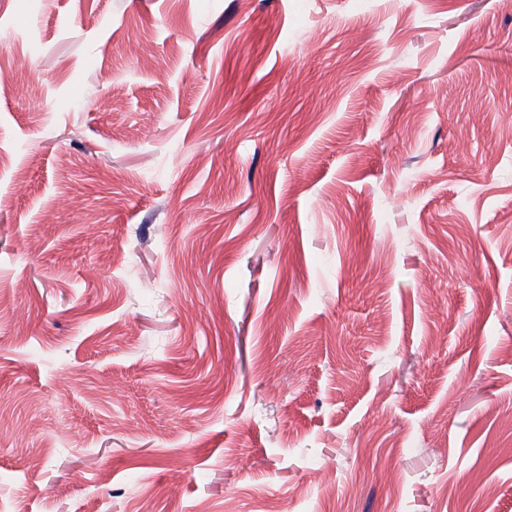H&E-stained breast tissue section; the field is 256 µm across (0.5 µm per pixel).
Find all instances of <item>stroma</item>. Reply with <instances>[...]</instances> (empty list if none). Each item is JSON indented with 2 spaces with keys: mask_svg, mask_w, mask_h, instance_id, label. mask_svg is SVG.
Masks as SVG:
<instances>
[{
  "mask_svg": "<svg viewBox=\"0 0 512 512\" xmlns=\"http://www.w3.org/2000/svg\"><path fill=\"white\" fill-rule=\"evenodd\" d=\"M0 294V512H512V0H0Z\"/></svg>",
  "mask_w": 512,
  "mask_h": 512,
  "instance_id": "35a3bbf8",
  "label": "stroma"
}]
</instances>
